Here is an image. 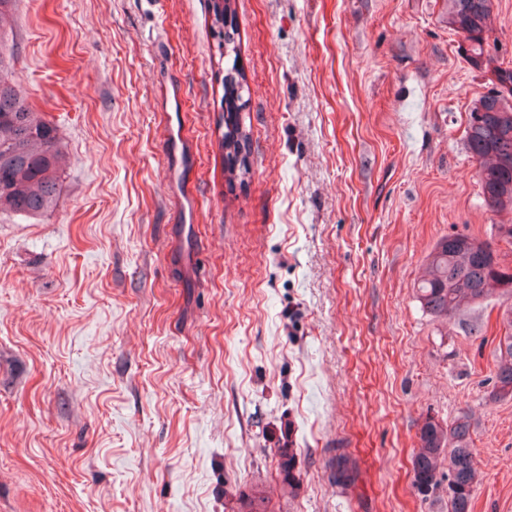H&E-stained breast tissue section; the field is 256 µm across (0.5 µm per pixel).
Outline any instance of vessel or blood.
I'll list each match as a JSON object with an SVG mask.
<instances>
[{
    "label": "vessel or blood",
    "mask_w": 512,
    "mask_h": 512,
    "mask_svg": "<svg viewBox=\"0 0 512 512\" xmlns=\"http://www.w3.org/2000/svg\"><path fill=\"white\" fill-rule=\"evenodd\" d=\"M183 99V84L180 80H169L164 97L160 102L163 119L167 126L163 142L164 155L167 160V173L172 182H179L186 168L193 162L195 144L185 135L180 125V117L176 111Z\"/></svg>",
    "instance_id": "vessel-or-blood-1"
}]
</instances>
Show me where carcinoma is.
<instances>
[{
    "instance_id": "1",
    "label": "carcinoma",
    "mask_w": 512,
    "mask_h": 512,
    "mask_svg": "<svg viewBox=\"0 0 512 512\" xmlns=\"http://www.w3.org/2000/svg\"><path fill=\"white\" fill-rule=\"evenodd\" d=\"M234 0H213L211 27L218 50H228L224 68V150L228 172H250L249 131L240 114L246 107L244 75L238 64L232 24ZM492 0H448V25L462 34L463 54L475 69L490 70L497 88L480 96L472 108L481 113L466 127L469 153L480 161L481 193L494 211H512V69L493 65L486 49ZM13 58L8 38L0 32V209L36 218L56 203L60 141L56 127L33 111L3 73ZM512 299V265L503 261L493 241L448 234L434 244L427 275L417 285L422 310L436 321L465 315L483 302ZM499 364L491 378L492 396L512 399V320L498 345ZM470 438V417L460 414L450 424L425 420L412 456V485L423 497L445 489L448 512H471L481 481Z\"/></svg>"
}]
</instances>
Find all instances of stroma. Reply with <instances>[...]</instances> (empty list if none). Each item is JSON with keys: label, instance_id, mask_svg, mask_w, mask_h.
I'll list each match as a JSON object with an SVG mask.
<instances>
[{"label": "stroma", "instance_id": "35a3bbf8", "mask_svg": "<svg viewBox=\"0 0 512 512\" xmlns=\"http://www.w3.org/2000/svg\"><path fill=\"white\" fill-rule=\"evenodd\" d=\"M211 5L16 0L0 23L8 79L61 143L54 209L0 211V512H239L255 492L270 512H446L412 453L426 418L463 411L472 512H512V401L488 396L512 302L441 324L415 299L439 238L512 223L466 148L491 81L448 0H235L242 181ZM488 43L512 67V0ZM175 77L192 279L157 107Z\"/></svg>", "mask_w": 512, "mask_h": 512}]
</instances>
